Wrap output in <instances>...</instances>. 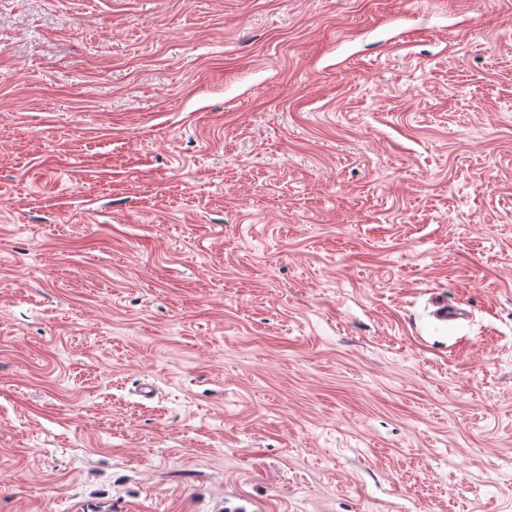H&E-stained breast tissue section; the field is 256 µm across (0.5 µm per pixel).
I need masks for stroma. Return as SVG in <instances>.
<instances>
[{"instance_id":"35a3bbf8","label":"stroma","mask_w":512,"mask_h":512,"mask_svg":"<svg viewBox=\"0 0 512 512\" xmlns=\"http://www.w3.org/2000/svg\"><path fill=\"white\" fill-rule=\"evenodd\" d=\"M0 512H512V0H0Z\"/></svg>"}]
</instances>
